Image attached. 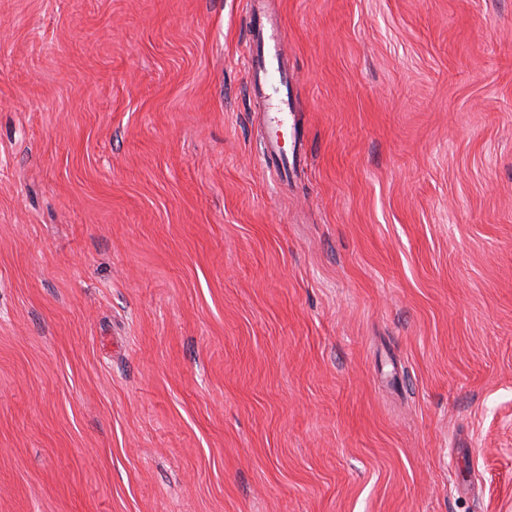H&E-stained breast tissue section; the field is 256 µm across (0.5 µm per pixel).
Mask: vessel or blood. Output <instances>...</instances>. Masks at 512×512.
Wrapping results in <instances>:
<instances>
[{"label":"vessel or blood","mask_w":512,"mask_h":512,"mask_svg":"<svg viewBox=\"0 0 512 512\" xmlns=\"http://www.w3.org/2000/svg\"><path fill=\"white\" fill-rule=\"evenodd\" d=\"M251 40L255 44L247 59L251 79L248 93L267 107V126L272 133L265 141L266 157L278 160L281 169H288L289 160L284 156L277 129L286 126L293 116L290 95L291 75L285 61L284 39L277 21H251Z\"/></svg>","instance_id":"vessel-or-blood-1"}]
</instances>
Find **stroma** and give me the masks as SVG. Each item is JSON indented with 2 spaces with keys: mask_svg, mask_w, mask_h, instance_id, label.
<instances>
[{
  "mask_svg": "<svg viewBox=\"0 0 512 512\" xmlns=\"http://www.w3.org/2000/svg\"><path fill=\"white\" fill-rule=\"evenodd\" d=\"M0 512H512V0H0ZM249 29L255 50L249 52L247 59L251 74L248 93L266 104L267 127L274 129V134L266 137L264 153L267 158H275L287 176L290 163L283 155L277 131L287 126L290 118L294 120V114L290 95L291 75L285 62L281 25L273 19H266L265 23L254 19L250 21Z\"/></svg>",
  "mask_w": 512,
  "mask_h": 512,
  "instance_id": "35a3bbf8",
  "label": "stroma"
}]
</instances>
